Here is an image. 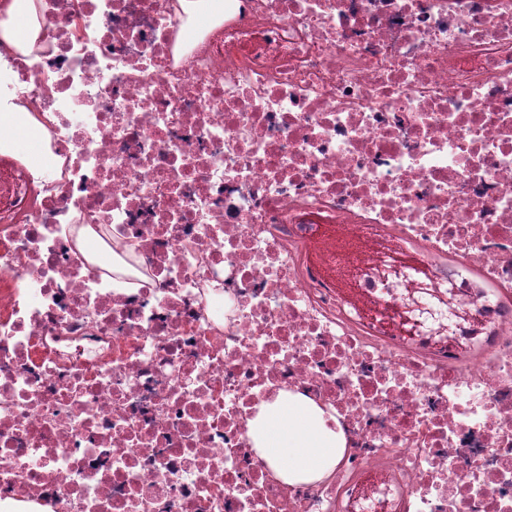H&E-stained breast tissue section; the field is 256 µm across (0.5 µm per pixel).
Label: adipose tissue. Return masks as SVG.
<instances>
[{"label":"adipose tissue","mask_w":512,"mask_h":512,"mask_svg":"<svg viewBox=\"0 0 512 512\" xmlns=\"http://www.w3.org/2000/svg\"><path fill=\"white\" fill-rule=\"evenodd\" d=\"M39 132L24 108L0 114V136L21 151L32 167L46 164ZM254 439L266 458L288 482L318 480L338 464L342 450L322 412L297 398L264 405L253 424Z\"/></svg>","instance_id":"adipose-tissue-1"}]
</instances>
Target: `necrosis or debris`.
<instances>
[{"mask_svg":"<svg viewBox=\"0 0 512 512\" xmlns=\"http://www.w3.org/2000/svg\"><path fill=\"white\" fill-rule=\"evenodd\" d=\"M11 2L0 512H512V0ZM296 395L344 452L291 485ZM39 134L40 131L34 127L32 118L24 108L15 107L7 115L0 112V136H4L16 150L21 151L34 168L47 163V157L40 147ZM253 434L257 449L289 483L321 479L342 456L323 413L297 398L265 404L254 421Z\"/></svg>","mask_w":512,"mask_h":512,"instance_id":"4bbe7bcc","label":"necrosis or debris"}]
</instances>
